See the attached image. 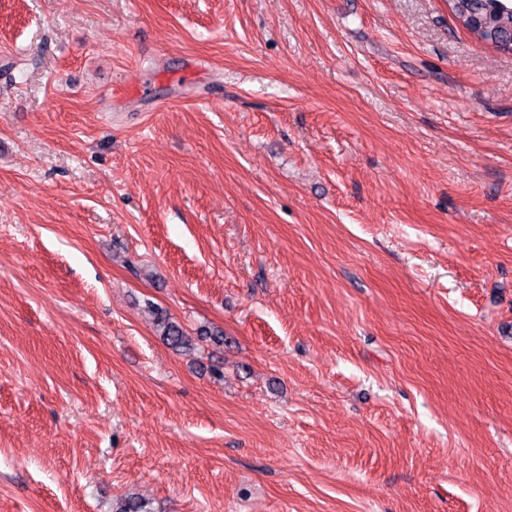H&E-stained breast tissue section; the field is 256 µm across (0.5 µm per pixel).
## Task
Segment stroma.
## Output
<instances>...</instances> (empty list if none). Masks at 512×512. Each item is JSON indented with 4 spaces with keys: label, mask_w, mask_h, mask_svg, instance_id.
Segmentation results:
<instances>
[{
    "label": "stroma",
    "mask_w": 512,
    "mask_h": 512,
    "mask_svg": "<svg viewBox=\"0 0 512 512\" xmlns=\"http://www.w3.org/2000/svg\"><path fill=\"white\" fill-rule=\"evenodd\" d=\"M132 494L512 512V56L446 0H0V512ZM153 308V306H150ZM157 315V327L159 335L171 348L175 350L187 349L192 346V341L189 336H186L182 326L163 314L157 308H153Z\"/></svg>",
    "instance_id": "obj_1"
}]
</instances>
